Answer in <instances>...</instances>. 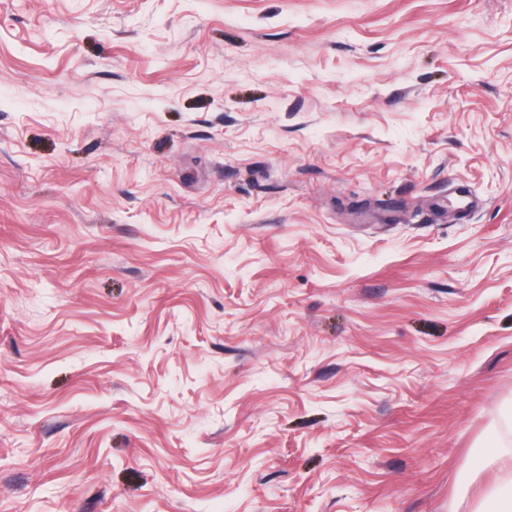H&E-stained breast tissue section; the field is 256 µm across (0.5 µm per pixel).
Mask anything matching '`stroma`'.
I'll return each instance as SVG.
<instances>
[{"mask_svg":"<svg viewBox=\"0 0 512 512\" xmlns=\"http://www.w3.org/2000/svg\"><path fill=\"white\" fill-rule=\"evenodd\" d=\"M492 439L512 0H0V512H488Z\"/></svg>","mask_w":512,"mask_h":512,"instance_id":"1","label":"stroma"}]
</instances>
